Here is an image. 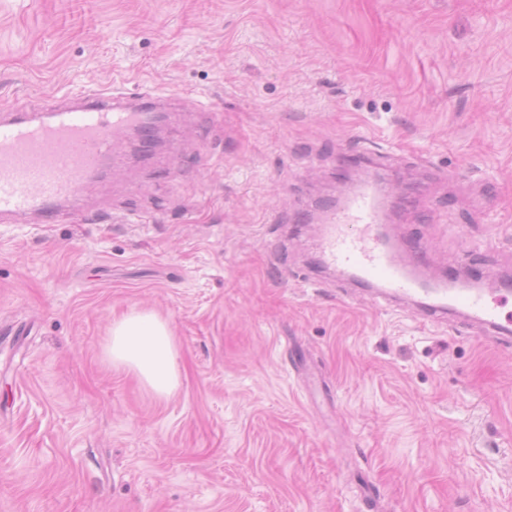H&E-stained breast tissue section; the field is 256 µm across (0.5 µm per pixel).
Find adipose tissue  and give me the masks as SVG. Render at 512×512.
Here are the masks:
<instances>
[{
	"mask_svg": "<svg viewBox=\"0 0 512 512\" xmlns=\"http://www.w3.org/2000/svg\"><path fill=\"white\" fill-rule=\"evenodd\" d=\"M105 354L114 365L135 373L156 397H168L179 385L172 332L155 314L134 312L114 321Z\"/></svg>",
	"mask_w": 512,
	"mask_h": 512,
	"instance_id": "adipose-tissue-1",
	"label": "adipose tissue"
}]
</instances>
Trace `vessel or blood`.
<instances>
[{"mask_svg": "<svg viewBox=\"0 0 512 512\" xmlns=\"http://www.w3.org/2000/svg\"><path fill=\"white\" fill-rule=\"evenodd\" d=\"M65 98L64 105L46 113L19 102L0 114L1 219L58 223L84 181L113 156L117 139L167 105L146 92L131 98L123 92L70 91ZM356 165L365 176L322 217L321 265L379 299L418 305L426 318L451 313L499 341L512 340V314L503 313L512 302V287H472L447 273L425 276L416 239L402 244L387 230L390 186L371 173L370 159L360 158Z\"/></svg>", "mask_w": 512, "mask_h": 512, "instance_id": "1", "label": "vessel or blood"}]
</instances>
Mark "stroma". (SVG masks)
Returning <instances> with one entry per match:
<instances>
[{"instance_id": "obj_1", "label": "stroma", "mask_w": 512, "mask_h": 512, "mask_svg": "<svg viewBox=\"0 0 512 512\" xmlns=\"http://www.w3.org/2000/svg\"><path fill=\"white\" fill-rule=\"evenodd\" d=\"M179 102L76 222L0 221V512H512V344L315 269L366 148L395 234L512 273V0H0V109ZM152 312L156 398L104 345Z\"/></svg>"}]
</instances>
